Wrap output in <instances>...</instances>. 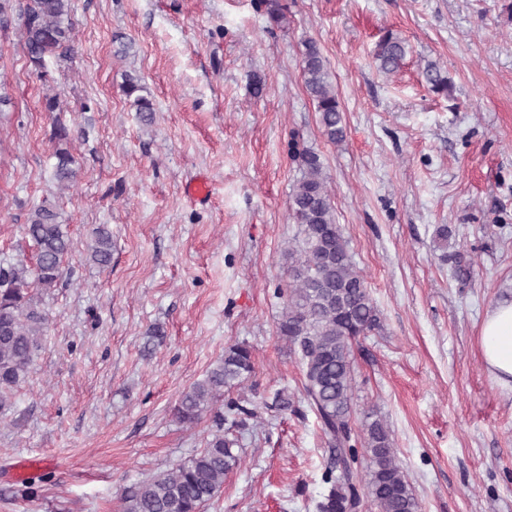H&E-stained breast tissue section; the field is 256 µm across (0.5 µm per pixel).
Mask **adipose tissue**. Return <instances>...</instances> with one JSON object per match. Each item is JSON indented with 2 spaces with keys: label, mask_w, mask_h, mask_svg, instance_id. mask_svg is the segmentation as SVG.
Masks as SVG:
<instances>
[{
  "label": "adipose tissue",
  "mask_w": 512,
  "mask_h": 512,
  "mask_svg": "<svg viewBox=\"0 0 512 512\" xmlns=\"http://www.w3.org/2000/svg\"><path fill=\"white\" fill-rule=\"evenodd\" d=\"M480 338L488 371L499 384L512 387V302L497 303L487 312Z\"/></svg>",
  "instance_id": "1"
}]
</instances>
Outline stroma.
Segmentation results:
<instances>
[{
	"label": "stroma",
	"instance_id": "35a3bbf8",
	"mask_svg": "<svg viewBox=\"0 0 512 512\" xmlns=\"http://www.w3.org/2000/svg\"><path fill=\"white\" fill-rule=\"evenodd\" d=\"M24 2L0 26V254L16 255L46 198L72 249L45 298L36 369L0 414V512H121L126 486L205 447L212 413L187 426L174 407L235 343L254 370L224 397L257 415L204 512H316L330 455L277 333L294 144L321 156L380 312L353 348L355 425L385 421L419 512H512V390L480 342L488 309L512 301V0H279L278 21L259 0H72L78 52L44 79L23 47ZM389 30L409 53L385 75L374 53ZM308 39L341 102L336 143L304 86ZM431 67L448 94L431 91ZM129 74L152 123L130 105ZM57 121L79 168L64 190L51 179ZM100 224L113 242L104 270L86 258ZM446 250L471 262L470 282ZM279 389L293 410L265 409Z\"/></svg>",
	"mask_w": 512,
	"mask_h": 512
}]
</instances>
